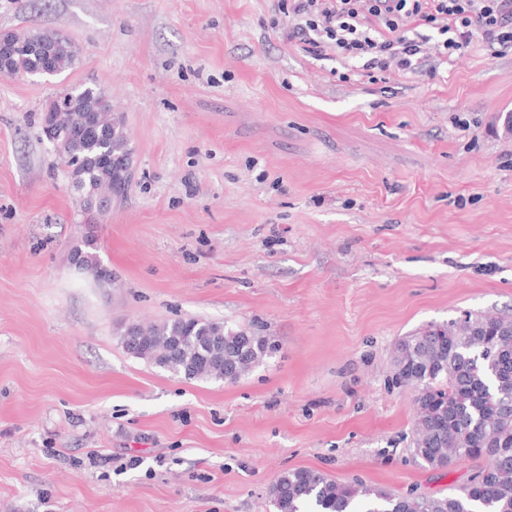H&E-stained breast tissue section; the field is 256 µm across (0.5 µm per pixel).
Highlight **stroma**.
Wrapping results in <instances>:
<instances>
[{
    "mask_svg": "<svg viewBox=\"0 0 512 512\" xmlns=\"http://www.w3.org/2000/svg\"><path fill=\"white\" fill-rule=\"evenodd\" d=\"M80 49L0 76V512H275L315 468L440 496L413 454L396 342L512 315V48L474 38L436 75L376 81L288 37L278 0H0V31ZM100 88L134 152L124 198L84 213L41 113ZM97 245L109 276L78 274ZM200 317L271 337L238 382L129 354L131 322ZM13 36L24 46L39 45L50 49L57 74L71 70L79 63L78 47L60 32H13ZM83 244L75 245L72 248L71 258L75 259L78 258L81 261V268L79 269L80 272L87 274L89 276H93L94 278L98 280H102L105 277H102L100 275H103V270L99 264V261L94 255V253L86 251L82 248H91L93 249L94 243L93 240L85 239L82 241Z\"/></svg>",
    "mask_w": 512,
    "mask_h": 512,
    "instance_id": "1",
    "label": "stroma"
}]
</instances>
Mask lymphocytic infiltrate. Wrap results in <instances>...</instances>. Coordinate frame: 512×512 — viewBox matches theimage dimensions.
Masks as SVG:
<instances>
[{
    "label": "lymphocytic infiltrate",
    "instance_id": "lymphocytic-infiltrate-1",
    "mask_svg": "<svg viewBox=\"0 0 512 512\" xmlns=\"http://www.w3.org/2000/svg\"><path fill=\"white\" fill-rule=\"evenodd\" d=\"M286 11L291 37L311 54L334 52L369 76L392 66L405 75L422 72L432 30L440 65L477 36L512 46V0H288Z\"/></svg>",
    "mask_w": 512,
    "mask_h": 512
}]
</instances>
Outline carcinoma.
<instances>
[{
	"label": "carcinoma",
	"instance_id": "cac0c4a2",
	"mask_svg": "<svg viewBox=\"0 0 512 512\" xmlns=\"http://www.w3.org/2000/svg\"><path fill=\"white\" fill-rule=\"evenodd\" d=\"M13 36L25 46L50 49L58 73L79 63L78 47L59 32ZM40 67L41 58L24 51L0 58L1 77ZM58 93L68 103L58 124L59 154L77 175L74 189L91 212L108 192L124 196L122 172L133 164V149L122 116L101 109L104 94L98 88ZM98 120L105 126L99 135L90 131ZM92 247V240H84L72 248L71 258L80 259V272L100 280L103 270ZM509 326L512 317L468 314L404 339L415 350L395 379L415 392L414 455L434 470L463 458L484 461L457 491L395 496L361 481L342 483L317 469L297 468L280 474L269 489L276 512H512V335H500ZM121 341L134 357L175 376L227 383L246 376L272 351L268 336L194 317L132 323Z\"/></svg>",
	"mask_w": 512,
	"mask_h": 512
}]
</instances>
